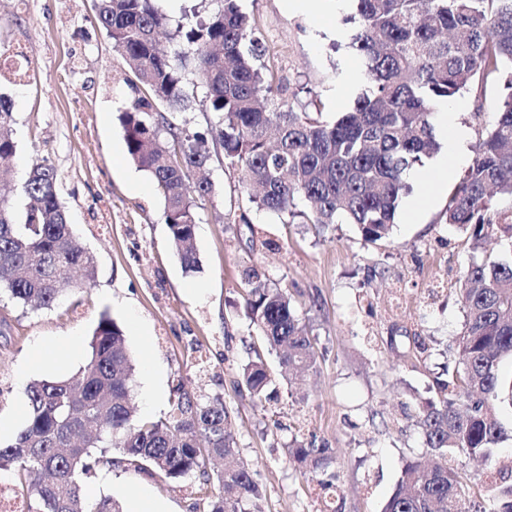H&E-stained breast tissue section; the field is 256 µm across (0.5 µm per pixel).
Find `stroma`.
Masks as SVG:
<instances>
[{
    "label": "stroma",
    "instance_id": "stroma-1",
    "mask_svg": "<svg viewBox=\"0 0 512 512\" xmlns=\"http://www.w3.org/2000/svg\"><path fill=\"white\" fill-rule=\"evenodd\" d=\"M239 4L274 49L294 111L317 108L329 122L350 111L367 84L365 60L349 46L353 5H330L314 18L290 13L286 0ZM17 42L32 68L24 82L0 81L13 101L16 143L0 195L21 205L32 165H52L73 233L97 267L91 287H68L48 309L33 311L0 293V420L22 426L34 379L78 373L106 313L134 360L139 418L166 414L180 381L196 395H223L240 456L262 486L261 512H322L316 481L288 459L295 438L335 449L344 512H382L403 462L427 456L415 423L421 401L430 398L434 376L457 363L453 340L464 324L457 279L475 261H512V243L498 235L475 251L467 233L446 224L448 194L462 170L443 179L435 156L423 157L429 205L413 215L410 196L403 197L390 237L371 243L351 224H304L258 209L236 172L213 164L215 193L195 208L201 270L188 274L153 180L127 157L120 115L133 96V72L99 26L95 0H26L21 8L0 0V51ZM499 95L494 82L483 94H461L466 108L458 121L469 131V150L493 124ZM252 265L288 290L320 353L297 390L283 379L278 354L266 351L279 397L262 407L236 390L247 359L243 341L253 332L243 279ZM414 333L429 338L428 357L410 348ZM64 339L74 348L60 363L31 367L38 345ZM112 456L113 466L86 480L90 499L127 501L143 492L171 512H193L207 501L197 477L171 482L121 464L120 450Z\"/></svg>",
    "mask_w": 512,
    "mask_h": 512
}]
</instances>
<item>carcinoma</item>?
<instances>
[{"mask_svg":"<svg viewBox=\"0 0 512 512\" xmlns=\"http://www.w3.org/2000/svg\"><path fill=\"white\" fill-rule=\"evenodd\" d=\"M208 2L207 17L177 25L165 46L158 40L169 25L162 0L96 4L98 23L138 79L120 117L127 153L159 188L185 272L201 269L193 197L214 194L206 179L189 182L191 173L217 160L238 174L243 190L257 189L250 195L257 208L305 224H354L364 240L376 242L389 236L409 190L405 173L439 148L432 104L502 76L507 93L481 132L477 158L448 195L444 216L468 233L476 251L493 232L512 240V215L493 204L497 195L512 197V71L505 72L512 68V0H354L350 47L367 61L368 86L333 122L288 106V84L266 61L263 32L238 0ZM198 87L213 115L204 129L177 121V113L194 108ZM12 110L0 93V176L16 153L8 132ZM22 192L19 210L0 199V291L32 310L48 309L74 273L83 275L80 287L91 286L95 257L71 231L52 165L33 166ZM299 199L309 211H296ZM244 279L246 312L261 345L249 347L237 387L263 406L277 390L261 347L284 351L282 364L300 373L316 368L318 352L285 290L253 266ZM457 294L465 311L453 341L459 364L434 378L435 397L419 410L435 462L405 461L384 512H512V467L490 473L484 511L470 474L456 463L490 457L502 439L498 402L512 403V380L499 372L502 358L512 355V263L470 264ZM133 370L122 329L104 314L77 376L27 386V416L0 445V470L46 476L26 485L32 512H123L114 497L93 502L83 488V479L113 463L114 449L127 464L169 480H216L224 493L208 500L206 512H260L261 486L238 462L224 398L195 396L179 383L164 417L139 420L130 401ZM288 454L322 476L320 489L336 486L334 449L295 441Z\"/></svg>","mask_w":512,"mask_h":512,"instance_id":"1","label":"carcinoma"}]
</instances>
